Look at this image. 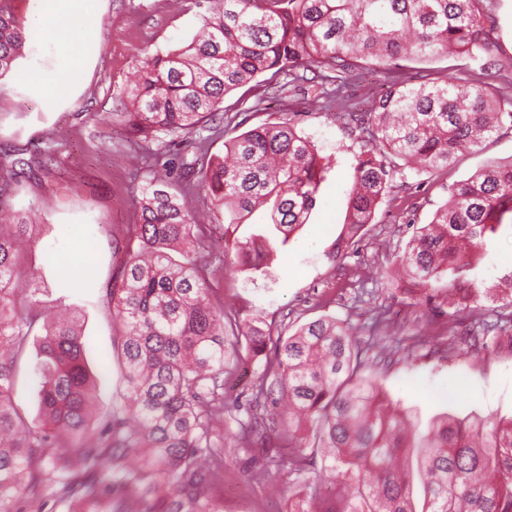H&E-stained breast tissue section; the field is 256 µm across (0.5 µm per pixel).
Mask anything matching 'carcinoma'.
<instances>
[{"label": "carcinoma", "instance_id": "carcinoma-1", "mask_svg": "<svg viewBox=\"0 0 512 512\" xmlns=\"http://www.w3.org/2000/svg\"><path fill=\"white\" fill-rule=\"evenodd\" d=\"M195 38L166 56L144 48L128 86V103L112 113L136 146L164 131L182 139L195 158L170 179L153 173L137 200L140 223L129 228L125 260L109 301L122 321L117 349L127 395L112 406L106 426L90 411L102 378L84 361L75 322L45 316L20 298L18 246L33 227L17 214L0 224V512H43L52 497L60 512H223L210 496L224 472V373L255 357L272 338L253 324L224 332V309L211 302L202 261L206 227L188 200L209 191L224 208V223L244 224L258 208L266 220L231 249L240 264L265 272L277 245L306 224L331 160L289 119L265 122L224 141L218 117L229 93L262 80L309 71L322 81L364 76L386 63L390 86L367 112H342L362 134L347 192L350 244L390 188L385 154L407 165L446 168L457 154L512 128V99L484 84L460 85L453 76L417 82L403 63L452 58L488 73L502 67L496 21L485 0H216ZM24 46L0 2V75ZM23 159L0 160L7 192ZM449 199L417 228L403 256L407 277L431 288L432 302L465 307L464 287L476 254L498 234L512 236V160L490 162L448 188ZM453 279L434 288L445 274ZM44 330L34 369L43 407V434L12 404L15 359ZM242 336L246 345L229 341ZM312 428L309 445L302 431ZM292 448L296 474L315 456L317 480L332 488L327 512H416L410 469L398 459L418 448L425 480L423 512H512V418L457 421L444 416L415 444L416 432L387 413L375 380L363 374L349 327L320 319L285 339L264 363L240 436L266 445L270 436Z\"/></svg>", "mask_w": 512, "mask_h": 512}]
</instances>
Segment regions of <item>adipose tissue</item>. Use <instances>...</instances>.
I'll return each mask as SVG.
<instances>
[{
	"instance_id": "1",
	"label": "adipose tissue",
	"mask_w": 512,
	"mask_h": 512,
	"mask_svg": "<svg viewBox=\"0 0 512 512\" xmlns=\"http://www.w3.org/2000/svg\"><path fill=\"white\" fill-rule=\"evenodd\" d=\"M33 16L24 38L56 63L53 72L33 64L19 71L18 83L42 95L53 108L74 93L84 65L96 53L95 46H79L80 30L98 26L101 13L96 0H33Z\"/></svg>"
}]
</instances>
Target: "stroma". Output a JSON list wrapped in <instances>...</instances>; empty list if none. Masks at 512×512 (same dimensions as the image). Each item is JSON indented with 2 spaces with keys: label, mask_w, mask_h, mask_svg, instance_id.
<instances>
[{
  "label": "stroma",
  "mask_w": 512,
  "mask_h": 512,
  "mask_svg": "<svg viewBox=\"0 0 512 512\" xmlns=\"http://www.w3.org/2000/svg\"><path fill=\"white\" fill-rule=\"evenodd\" d=\"M499 17V52L504 67L481 75L477 65L450 68L448 60L418 64L426 80L454 74L458 83L489 84L496 95L512 98V0H490ZM101 23L82 30L81 41L97 45L86 65L74 99L45 111L41 99L17 85L12 74L0 76V155L40 157L57 150L51 172L20 173L12 190L0 197V212H26L34 229L23 270L16 278L27 291L28 274L36 272L42 291L35 306L44 312L70 308L83 333L84 357L91 372L105 375L95 400L99 420L108 419L124 393L122 366L113 348L121 322L106 299L124 254L129 225L138 223L136 201L147 178L157 169L151 151L132 147L123 125L110 119L126 98L134 63L142 48L167 54L188 44L206 10L205 0H101ZM253 95L229 96L226 106L248 114L249 125L293 119L323 156L332 160L308 223L278 250L267 274L261 275L224 259V213L212 198L194 200L200 223L206 224L209 252L205 272L214 303L224 306L231 322L272 327L282 336L321 317L347 323L361 351L365 372L380 387L386 403L404 411L419 432L443 415L470 421L512 416V348L462 347L452 329L483 321L512 319V239L490 243L471 274L476 294L470 307L454 315L409 293L401 266L416 227L431 221L448 199L449 185L493 160L512 158V130L502 129L477 148L459 155L445 169H412L391 157L393 186L379 205L372 224L354 244L340 250L353 163L360 153L359 134L336 117V104L318 88L289 92L253 110ZM94 247L74 262L80 238ZM389 311L393 327L375 342L371 328L378 311ZM39 355L38 337H30L15 369L14 404L25 422L39 427L42 407L33 379ZM263 358L245 359L224 378V475L212 494L224 512H297V491L306 480L288 472L285 448L243 445L237 430L248 417L252 389Z\"/></svg>",
  "instance_id": "stroma-1"
}]
</instances>
